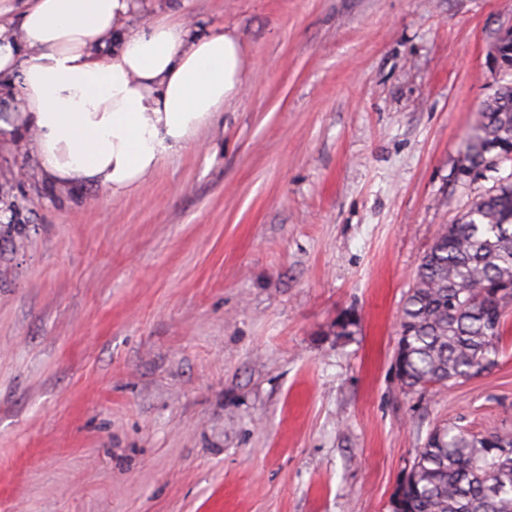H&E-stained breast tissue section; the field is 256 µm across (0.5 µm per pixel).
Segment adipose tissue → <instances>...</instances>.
Instances as JSON below:
<instances>
[{
    "instance_id": "1",
    "label": "adipose tissue",
    "mask_w": 512,
    "mask_h": 512,
    "mask_svg": "<svg viewBox=\"0 0 512 512\" xmlns=\"http://www.w3.org/2000/svg\"><path fill=\"white\" fill-rule=\"evenodd\" d=\"M139 0H26L0 23V130L27 131L41 173L119 197L145 184L244 83L237 35L176 19L131 26ZM20 83H13L14 73Z\"/></svg>"
}]
</instances>
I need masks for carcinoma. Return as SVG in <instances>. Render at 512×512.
<instances>
[{
	"instance_id": "1",
	"label": "carcinoma",
	"mask_w": 512,
	"mask_h": 512,
	"mask_svg": "<svg viewBox=\"0 0 512 512\" xmlns=\"http://www.w3.org/2000/svg\"><path fill=\"white\" fill-rule=\"evenodd\" d=\"M512 163V82L479 110L463 165ZM512 309V172L446 225L419 265L400 318L403 384L464 382L492 367ZM391 512H512V434L444 427L417 449Z\"/></svg>"
}]
</instances>
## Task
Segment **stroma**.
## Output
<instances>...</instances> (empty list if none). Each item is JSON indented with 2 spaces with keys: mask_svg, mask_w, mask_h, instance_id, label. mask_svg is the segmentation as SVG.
Returning a JSON list of instances; mask_svg holds the SVG:
<instances>
[{
  "mask_svg": "<svg viewBox=\"0 0 512 512\" xmlns=\"http://www.w3.org/2000/svg\"><path fill=\"white\" fill-rule=\"evenodd\" d=\"M147 14L234 30L244 86L120 197L0 141V512H390L434 428L512 432V315L465 382L394 368L423 256L512 172L459 174L512 0Z\"/></svg>",
  "mask_w": 512,
  "mask_h": 512,
  "instance_id": "35a3bbf8",
  "label": "stroma"
}]
</instances>
